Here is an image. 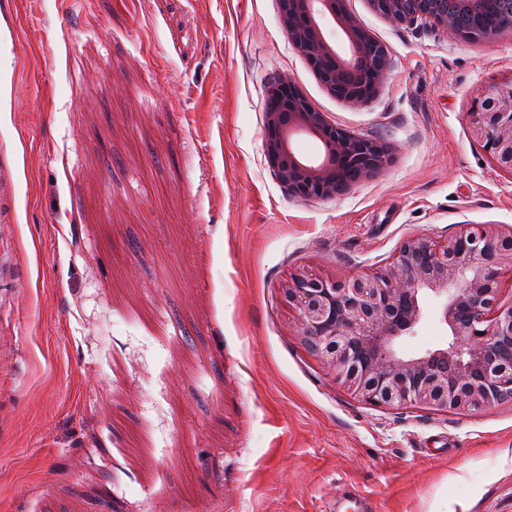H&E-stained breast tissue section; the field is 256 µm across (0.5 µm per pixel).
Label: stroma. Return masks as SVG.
Listing matches in <instances>:
<instances>
[{"label": "stroma", "mask_w": 512, "mask_h": 512, "mask_svg": "<svg viewBox=\"0 0 512 512\" xmlns=\"http://www.w3.org/2000/svg\"><path fill=\"white\" fill-rule=\"evenodd\" d=\"M348 8L391 62L360 106L278 0H0V512H512V402H362L281 302L302 266L344 279L412 236L512 227V174L468 130L512 29ZM278 77L389 165L289 195L262 148Z\"/></svg>", "instance_id": "1"}]
</instances>
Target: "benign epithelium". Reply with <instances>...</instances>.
<instances>
[{"mask_svg": "<svg viewBox=\"0 0 512 512\" xmlns=\"http://www.w3.org/2000/svg\"><path fill=\"white\" fill-rule=\"evenodd\" d=\"M456 10L413 13L410 0H374L384 16L432 22L467 41L505 28L461 29V13L481 0H458ZM279 21L292 48L313 66L331 94L353 106L376 96L390 68L386 49L347 7V0H279ZM470 135L493 163L512 173V79L476 88ZM316 139L321 156L300 157L295 138ZM263 154L288 193L334 198L381 172L389 147L333 126L286 78L265 88ZM512 273V230L468 225L440 243L408 238L398 253L364 276L336 280L305 267L280 286L283 304L297 312L300 336L351 395L372 405L399 404L441 413L470 412L499 403L512 370L495 365L494 346L512 341V303L500 299L501 275ZM446 298L439 313L446 346L407 353L403 339L425 316L424 299ZM448 366L446 373L433 360Z\"/></svg>", "mask_w": 512, "mask_h": 512, "instance_id": "7a95c632", "label": "benign epithelium"}]
</instances>
